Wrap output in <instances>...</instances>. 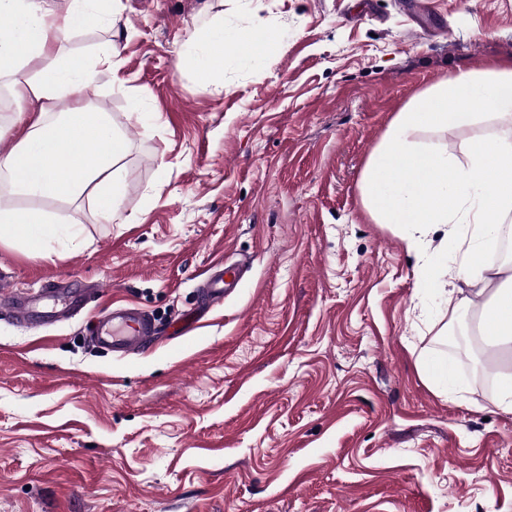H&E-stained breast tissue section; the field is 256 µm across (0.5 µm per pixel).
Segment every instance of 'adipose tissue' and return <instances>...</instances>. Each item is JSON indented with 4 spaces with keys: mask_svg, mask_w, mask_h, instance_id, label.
I'll return each mask as SVG.
<instances>
[{
    "mask_svg": "<svg viewBox=\"0 0 512 512\" xmlns=\"http://www.w3.org/2000/svg\"><path fill=\"white\" fill-rule=\"evenodd\" d=\"M114 0H0V76L19 72L26 60L53 57L31 93L38 111L20 120L15 148L0 157V181L8 192L30 199L88 195L109 220L118 216L124 182L120 164L125 139L83 103L101 70H113L115 47L90 60L54 58L60 37L111 18ZM188 56L203 81L224 76V20L201 29ZM482 99L497 128L474 137L462 156L450 154L436 133L472 125ZM60 106L48 119L52 106ZM512 60L467 70L422 91L392 119L370 154L359 182L360 203L376 224L399 226L422 260L415 295L459 296L475 310L474 333L489 355L503 360L494 405L512 414V263L501 260L497 242L512 215ZM79 236L76 225L31 208L0 202V243L40 250L65 247Z\"/></svg>",
    "mask_w": 512,
    "mask_h": 512,
    "instance_id": "adipose-tissue-1",
    "label": "adipose tissue"
}]
</instances>
